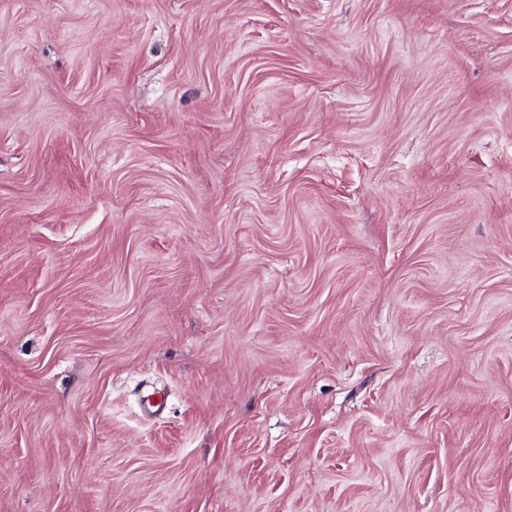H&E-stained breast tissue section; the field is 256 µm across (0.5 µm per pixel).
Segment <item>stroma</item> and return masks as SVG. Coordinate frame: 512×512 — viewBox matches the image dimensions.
I'll use <instances>...</instances> for the list:
<instances>
[{"label":"stroma","mask_w":512,"mask_h":512,"mask_svg":"<svg viewBox=\"0 0 512 512\" xmlns=\"http://www.w3.org/2000/svg\"><path fill=\"white\" fill-rule=\"evenodd\" d=\"M0 512H512V0H0Z\"/></svg>","instance_id":"1"}]
</instances>
